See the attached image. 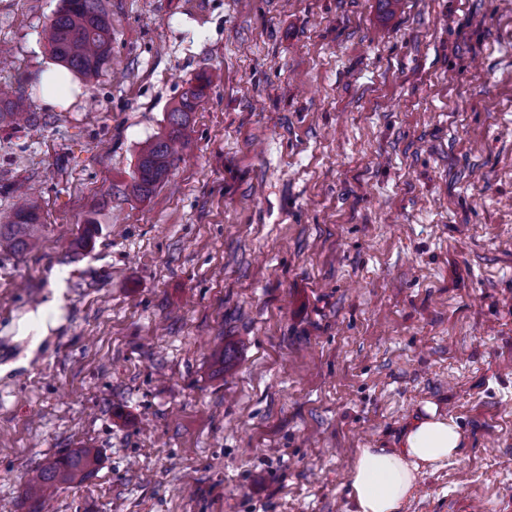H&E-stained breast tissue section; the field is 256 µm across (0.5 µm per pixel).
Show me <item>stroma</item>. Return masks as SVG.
Here are the masks:
<instances>
[{
	"instance_id": "obj_1",
	"label": "stroma",
	"mask_w": 512,
	"mask_h": 512,
	"mask_svg": "<svg viewBox=\"0 0 512 512\" xmlns=\"http://www.w3.org/2000/svg\"><path fill=\"white\" fill-rule=\"evenodd\" d=\"M112 64L34 80L60 0H0V512H347L358 448L426 404L463 434L405 512H512V0H104ZM191 151L137 157L195 77ZM223 355H216V344ZM36 88L46 100L57 105H67L72 95L73 84L65 70L51 67L39 74ZM25 111V100L21 93L12 88L0 87V126H9L16 122ZM41 202L31 192H21L6 222H0V250L27 252L36 249L42 236ZM99 458L94 448H70L41 465L29 479L25 495L39 500L59 485L82 484L95 472Z\"/></svg>"
}]
</instances>
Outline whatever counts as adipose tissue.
<instances>
[{"instance_id":"obj_1","label":"adipose tissue","mask_w":512,"mask_h":512,"mask_svg":"<svg viewBox=\"0 0 512 512\" xmlns=\"http://www.w3.org/2000/svg\"><path fill=\"white\" fill-rule=\"evenodd\" d=\"M463 435L451 417L429 405L395 448H359L350 472L349 512H404L421 478L454 460Z\"/></svg>"}]
</instances>
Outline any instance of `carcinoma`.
Returning <instances> with one entry per match:
<instances>
[{
	"instance_id": "obj_1",
	"label": "carcinoma",
	"mask_w": 512,
	"mask_h": 512,
	"mask_svg": "<svg viewBox=\"0 0 512 512\" xmlns=\"http://www.w3.org/2000/svg\"><path fill=\"white\" fill-rule=\"evenodd\" d=\"M52 58L82 80L92 82L105 70L112 58V20L103 0H61V6L45 29ZM210 80L196 84L182 94L168 113L169 129L141 149L136 163L132 193L147 198L168 176L179 151L187 146L185 130L197 101L203 98ZM25 111L21 93L0 87V126L16 122ZM39 197L24 191L18 195L7 221L0 224V250L27 252L36 249L42 236ZM99 463L93 448H70L41 465L29 479L25 495L39 500L58 486L82 484Z\"/></svg>"
}]
</instances>
